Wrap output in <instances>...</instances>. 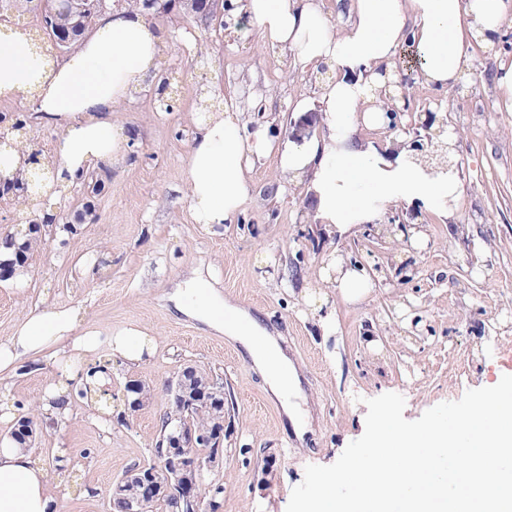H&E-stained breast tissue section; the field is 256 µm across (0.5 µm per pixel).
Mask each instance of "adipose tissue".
Listing matches in <instances>:
<instances>
[{"instance_id": "adipose-tissue-1", "label": "adipose tissue", "mask_w": 512, "mask_h": 512, "mask_svg": "<svg viewBox=\"0 0 512 512\" xmlns=\"http://www.w3.org/2000/svg\"><path fill=\"white\" fill-rule=\"evenodd\" d=\"M249 27L264 45L290 51L300 70L330 66L335 76L315 99H300L296 111L318 102L327 134L302 144L273 138L263 126L248 128L233 103L223 111L202 112L186 161V185L195 223H236L249 196L246 178L254 161L276 156L290 182L311 196L327 231L347 232L374 222L390 205L416 206L455 219L463 197L457 175L433 177L401 143L378 147L355 139L359 125L389 122L381 99L399 48L412 46L420 76L439 88L455 87L468 67L467 49L478 39L494 46L512 18V0H352L343 33L319 0H244ZM160 28L137 10H121L99 25L77 51L56 63L41 54L21 31L0 26V98L32 97L41 120L63 133L52 150L51 187L62 188L101 162L121 160L130 137L112 114L151 78L162 46ZM341 297L361 302L369 292L365 269L348 265L336 253L324 259ZM177 312L195 318L239 342L255 371L279 399L297 437L307 432L294 398L301 378L279 336L248 311L225 300L198 270L185 291L172 296ZM71 339L59 380L41 395L47 425L70 415L71 384L101 386L108 376L88 375L87 355L107 349L110 356L138 365L153 356L156 344L144 330L89 327L80 308L51 304L29 312L11 336L0 341V371L37 359L43 349ZM48 471L28 451L0 445V512H60Z\"/></svg>"}]
</instances>
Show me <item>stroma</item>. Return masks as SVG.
<instances>
[{
  "label": "stroma",
  "mask_w": 512,
  "mask_h": 512,
  "mask_svg": "<svg viewBox=\"0 0 512 512\" xmlns=\"http://www.w3.org/2000/svg\"><path fill=\"white\" fill-rule=\"evenodd\" d=\"M157 23L166 35L158 71L170 87L162 92L149 80L117 107L114 121L131 136L128 157L111 163L112 176L93 200L95 221L81 224L66 243L47 239L22 284L0 281V339L30 310L53 302L80 305L85 324H135L156 340L148 362L113 368L112 406L124 423L105 421L97 404L81 402L32 449L51 471L58 450L70 454L69 467L59 471L61 512H108L113 482L152 457L164 382L187 366L224 383V460L204 475L215 512H286L306 466L333 464L363 435L365 399L400 394L404 418L415 420L512 374V111L493 82L499 64L512 62V25L495 47L471 45L469 70L452 89L426 85L407 58H397L406 82L383 101L394 112L392 126L357 132L382 144L430 115L447 117L464 187L457 221L391 205L375 223L341 236L325 231L310 196L288 182L273 156L248 173L250 197L237 223H194L185 157L197 113L223 111L231 96L249 128L265 126L299 142L312 131L289 130L300 118L294 104L332 71L314 77L293 69L247 33L246 17L235 10L217 25L182 6ZM396 224L419 225L425 244L388 234ZM333 251L369 272L371 290L362 302H345L320 279ZM191 267L283 336L312 418L306 441L298 440L241 345L174 314L169 295ZM309 292L323 296L321 312L306 305ZM323 315L331 322L326 331ZM58 373L42 359L9 374L14 402L43 417L39 398ZM130 379L156 389L136 409L124 391Z\"/></svg>",
  "instance_id": "1"
}]
</instances>
